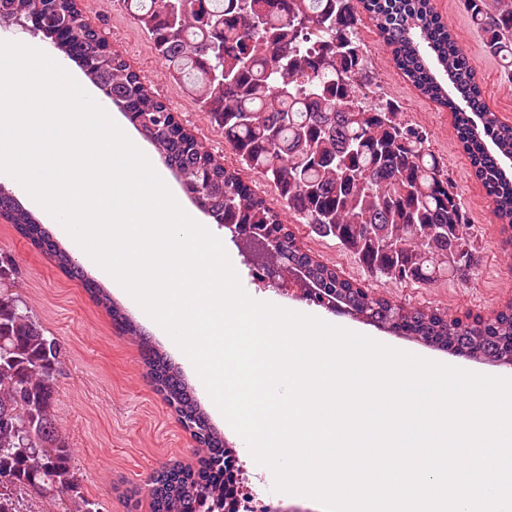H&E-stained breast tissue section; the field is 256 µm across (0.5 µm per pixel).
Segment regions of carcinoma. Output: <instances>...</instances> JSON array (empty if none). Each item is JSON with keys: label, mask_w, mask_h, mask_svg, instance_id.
I'll return each mask as SVG.
<instances>
[{"label": "carcinoma", "mask_w": 512, "mask_h": 512, "mask_svg": "<svg viewBox=\"0 0 512 512\" xmlns=\"http://www.w3.org/2000/svg\"><path fill=\"white\" fill-rule=\"evenodd\" d=\"M149 37L172 78L186 85L239 164L260 175L279 204L319 238L337 241L366 270L395 283L434 284L464 274L474 240L459 193L425 133L392 101L367 103L368 50L359 32L364 9L407 79L454 114L459 140L512 230V125L488 108L471 57L433 0H120ZM486 52L512 58V0H464ZM25 21L112 101L156 149L196 207L215 223L245 230L244 250L266 267L297 273L357 316L434 347L494 361L512 355V305L489 319L462 321L405 308L361 290L335 267L302 251L278 209L243 182L194 135L181 130L162 99L102 36L78 0H0V23ZM0 212L54 259L124 333L141 343L148 374L205 452L197 470L163 468L147 485L153 512H224V436L167 354L142 335L107 292L85 279L72 254L16 199L0 192ZM60 342L24 302L0 294V415L25 405L26 429L0 425V512H23L32 482L65 494L68 512H93L81 495L73 450L54 403Z\"/></svg>", "instance_id": "carcinoma-1"}]
</instances>
